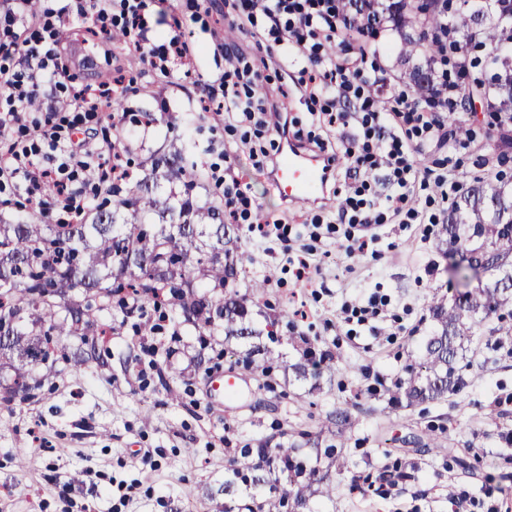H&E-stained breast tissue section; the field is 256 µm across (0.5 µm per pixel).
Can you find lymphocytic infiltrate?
Listing matches in <instances>:
<instances>
[{
	"instance_id": "1",
	"label": "lymphocytic infiltrate",
	"mask_w": 512,
	"mask_h": 512,
	"mask_svg": "<svg viewBox=\"0 0 512 512\" xmlns=\"http://www.w3.org/2000/svg\"><path fill=\"white\" fill-rule=\"evenodd\" d=\"M118 6L120 29L143 65L164 72L171 63L186 58L188 44L182 33L160 46L151 43L142 0H118ZM240 8L241 23L262 26L283 54L307 60L299 74L310 99H328L326 108L314 113V121L344 129L340 146L327 157L336 163L335 176L356 190L340 211L346 253L369 249V240L357 234L359 227L401 217L416 219L418 213L409 205L422 175L415 157L428 144L447 138L438 112L448 106V83H441L422 108L386 82L378 96L367 94L370 78L365 64L378 50L363 48L355 57L335 52L342 31L364 19L355 7L340 8L339 0H240ZM43 16L41 36L13 45L20 69H0V96L7 104L0 111V136L8 140L0 149V187L24 190L30 210L39 213L45 206L44 188L54 187L62 212L79 216L85 212L87 192L101 193L111 186L112 175L101 164L102 148L76 138L75 121L61 118L56 106H49L43 118L30 115L41 81L59 88L66 85L57 29L65 13L47 10ZM226 56L219 83L225 116L258 131L279 132L284 107L259 95L261 70L243 62L234 50H227ZM379 177L394 188L383 210L376 201L358 195Z\"/></svg>"
}]
</instances>
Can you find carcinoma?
I'll list each match as a JSON object with an SVG mask.
<instances>
[{"mask_svg": "<svg viewBox=\"0 0 512 512\" xmlns=\"http://www.w3.org/2000/svg\"><path fill=\"white\" fill-rule=\"evenodd\" d=\"M380 0H368L372 13L388 18L397 28L410 29L403 34L405 51L427 59L455 45L445 44L439 34L465 32L466 40L476 44L502 45L512 42V0H463L467 10H458L452 23L444 21L449 7L440 0H390L379 12ZM485 78L481 86L494 90L493 111L512 119V56L487 55ZM410 79L417 92L432 89V70L415 66ZM154 174L182 183L186 196L171 202L158 195V181L148 179L129 187V197L115 209L99 206L76 219L73 224H34L19 221L0 223V371L14 373V387L5 400L31 398L28 383L31 367L45 365V376L53 372L49 364L51 335L74 336L86 349L82 361L97 360L95 338L105 336L108 327L99 313L112 310L117 301L123 317L143 313L150 302L170 296L183 321L199 329H209L224 321V351L234 355L232 340L261 335L251 324L247 298L233 287L239 275L241 257L238 237L224 224L221 207L206 210L195 207L187 193L197 185V165L186 154H157L151 157ZM448 252L459 256L452 266L453 278L465 287L453 304L447 297L434 294L429 311L433 328L421 347V358L409 365L407 377L390 394L393 403L409 405L437 400L468 385L460 361L465 343L479 335L480 323L502 312H512V192L504 185L481 184L460 196L443 225ZM491 251L495 260L487 262L483 276L487 283L469 289L475 271L466 256H484ZM134 260L131 272L125 257ZM98 301L83 305L74 292ZM333 368V359L312 347L303 351V361L295 365L302 377L318 379ZM352 427L347 408L330 413L327 432L342 436ZM305 443L319 448L323 432L299 431ZM297 441L270 446L259 441L244 449L231 464L232 477L224 480V493L231 494L236 479L249 480L252 495L261 498L257 510L249 512H290L307 507L306 490L331 498L336 485L330 482L331 468L344 462L333 444L324 447L325 469L306 470L295 455ZM411 475L403 471H383L366 477L368 485L407 482ZM281 485L279 497L271 496Z\"/></svg>", "mask_w": 512, "mask_h": 512, "instance_id": "obj_1", "label": "carcinoma"}]
</instances>
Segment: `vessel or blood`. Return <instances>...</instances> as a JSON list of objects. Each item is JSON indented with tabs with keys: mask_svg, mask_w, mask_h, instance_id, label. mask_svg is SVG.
Segmentation results:
<instances>
[{
	"mask_svg": "<svg viewBox=\"0 0 512 512\" xmlns=\"http://www.w3.org/2000/svg\"><path fill=\"white\" fill-rule=\"evenodd\" d=\"M269 179L286 203L324 201L328 196L330 169L326 161L302 150L296 141L281 135Z\"/></svg>",
	"mask_w": 512,
	"mask_h": 512,
	"instance_id": "1",
	"label": "vessel or blood"
}]
</instances>
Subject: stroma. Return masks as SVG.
Listing matches in <instances>:
<instances>
[{
  "mask_svg": "<svg viewBox=\"0 0 512 512\" xmlns=\"http://www.w3.org/2000/svg\"><path fill=\"white\" fill-rule=\"evenodd\" d=\"M149 37L169 38L179 20L189 46L186 59L161 73L128 54L112 23L94 10L71 12L59 41L66 50L73 85L95 86L120 80L112 119L83 118L82 133L100 142L123 131L125 159L136 176L150 167L151 153L191 149L201 178L193 194L198 204L220 202L212 169H230L255 205V220L285 224L283 238L263 239L247 224L235 223L243 268L237 281L257 310L258 327L267 318L290 324L317 349L329 351L335 368L324 373L320 390L296 378L291 364L301 350L288 342L271 344L270 371L237 363L224 353L223 336L183 322L178 310L148 311L145 319L113 320L112 336L99 348L100 361L79 364L81 342L61 337L65 354L52 377L31 372L32 399L5 401L11 371L0 372V512H249L244 488L224 492V474L245 445L285 433L319 431L328 414L349 408L353 427L336 438L347 461L333 472L334 499L312 498V512H454L455 494L466 490L491 504L512 502V319L481 323L468 346L469 384L463 390L415 407H391L388 388L409 361L419 359L433 321L434 289L454 296L439 229L451 209L435 186L414 193L420 221L380 227L376 253L346 255L332 232L348 188L337 183L324 207L284 204L266 170L243 150L240 134L224 127V110L202 103L207 85L224 72V48L239 49L247 60L268 57L272 40L226 32L238 11L236 0H144ZM375 43L378 78L414 93L406 55L393 22L366 32ZM296 65L271 64L263 92L283 98L295 128L311 125L310 102L297 80ZM155 123L144 125L143 113ZM453 139L426 147L421 168L451 173L462 188L477 181L512 178V161L497 160L499 125L493 112L465 114ZM325 226L321 252L311 263L314 287L298 281L289 253L309 244L310 225ZM265 280L261 292L250 291ZM383 303L373 328L358 325L352 310L370 300ZM218 370L236 374L245 399L226 402L208 396L205 383ZM498 417H489L490 409ZM443 428V445L428 449L431 428ZM25 449L26 464L14 454ZM400 464L414 473L391 498L352 489L354 478Z\"/></svg>",
  "mask_w": 512,
  "mask_h": 512,
  "instance_id": "1",
  "label": "stroma"
}]
</instances>
